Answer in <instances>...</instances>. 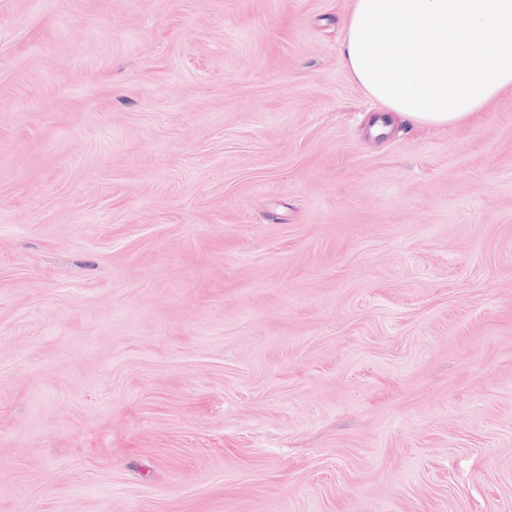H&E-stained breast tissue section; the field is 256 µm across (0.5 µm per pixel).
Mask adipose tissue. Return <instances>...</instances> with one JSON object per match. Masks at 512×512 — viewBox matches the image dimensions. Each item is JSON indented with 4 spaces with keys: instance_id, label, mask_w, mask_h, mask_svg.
Listing matches in <instances>:
<instances>
[{
    "instance_id": "1",
    "label": "adipose tissue",
    "mask_w": 512,
    "mask_h": 512,
    "mask_svg": "<svg viewBox=\"0 0 512 512\" xmlns=\"http://www.w3.org/2000/svg\"><path fill=\"white\" fill-rule=\"evenodd\" d=\"M342 57L387 121L467 124L512 92V0H354Z\"/></svg>"
}]
</instances>
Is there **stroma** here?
<instances>
[{
  "label": "stroma",
  "instance_id": "obj_1",
  "mask_svg": "<svg viewBox=\"0 0 512 512\" xmlns=\"http://www.w3.org/2000/svg\"><path fill=\"white\" fill-rule=\"evenodd\" d=\"M352 3L0 0V512H512V94ZM342 57L388 122L465 125L512 92V0H354Z\"/></svg>",
  "mask_w": 512,
  "mask_h": 512
}]
</instances>
